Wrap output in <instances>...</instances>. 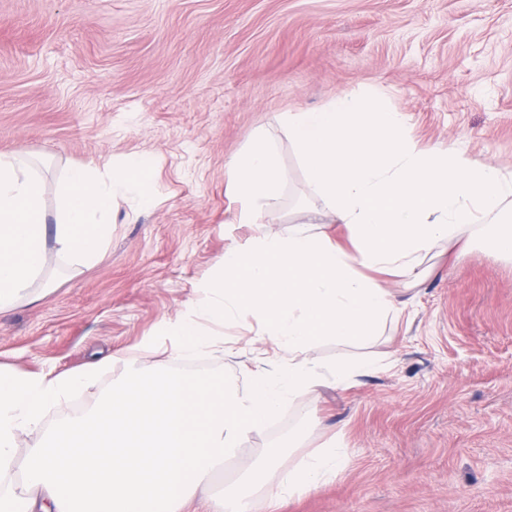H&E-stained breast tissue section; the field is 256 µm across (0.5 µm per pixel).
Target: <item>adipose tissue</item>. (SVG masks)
<instances>
[{
	"label": "adipose tissue",
	"instance_id": "ef3b65f1",
	"mask_svg": "<svg viewBox=\"0 0 512 512\" xmlns=\"http://www.w3.org/2000/svg\"><path fill=\"white\" fill-rule=\"evenodd\" d=\"M277 122L298 151L317 196L350 232L342 244L325 231L298 226L288 234L260 231L225 249L215 276L185 314L161 323L156 342L176 359L223 345V336L200 320L224 322L261 315L263 340L275 357L250 371L240 392L220 378L163 369L143 375L137 356L123 358L120 384L107 406L134 404L140 437L124 418L87 452L61 455L55 432L43 431L46 409L93 386L102 369L17 376L0 370V512H182L205 492L209 512H251V494L224 488L216 476L249 434L294 396L325 380L346 384L365 365L323 366L311 357L318 341L355 342L401 312L385 277L417 279L424 253L437 242L470 231L493 235L494 247L512 257V175L472 160L451 145L427 148L409 137L403 113L374 89L336 95L316 110L281 113ZM152 161L131 154L120 172L94 164L70 167L47 213L44 177L22 155H0V312L28 297L52 253L88 266L112 235L117 199L133 196L138 209L153 206ZM228 189L236 224L261 223L282 196L277 142L255 133L229 166ZM145 377L144 397L134 387ZM38 433L28 454L24 488L13 464L21 433ZM344 467L329 444L293 465L270 452L247 476L253 492L276 500L315 489ZM277 474L270 482L269 474Z\"/></svg>",
	"mask_w": 512,
	"mask_h": 512
}]
</instances>
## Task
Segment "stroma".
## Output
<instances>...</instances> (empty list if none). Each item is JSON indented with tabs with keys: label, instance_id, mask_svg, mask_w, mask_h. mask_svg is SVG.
<instances>
[{
	"label": "stroma",
	"instance_id": "stroma-1",
	"mask_svg": "<svg viewBox=\"0 0 512 512\" xmlns=\"http://www.w3.org/2000/svg\"><path fill=\"white\" fill-rule=\"evenodd\" d=\"M373 88L422 147L453 143L512 174V0H0V153L52 159L45 203L73 164L154 162L156 205L119 201L92 266L52 256L54 283L0 313V365L77 372L136 352L198 298L226 246L232 159L258 130L276 139L282 197L264 217L287 232L290 207L313 227L348 230L314 199L276 115ZM395 284L406 308L375 336L322 340L320 363L376 361L345 387L284 405L224 469L234 485L267 451L296 463L334 442L345 468L255 512H512V259L459 235ZM259 318L225 324L202 375L239 389L272 357L250 344Z\"/></svg>",
	"mask_w": 512,
	"mask_h": 512
}]
</instances>
